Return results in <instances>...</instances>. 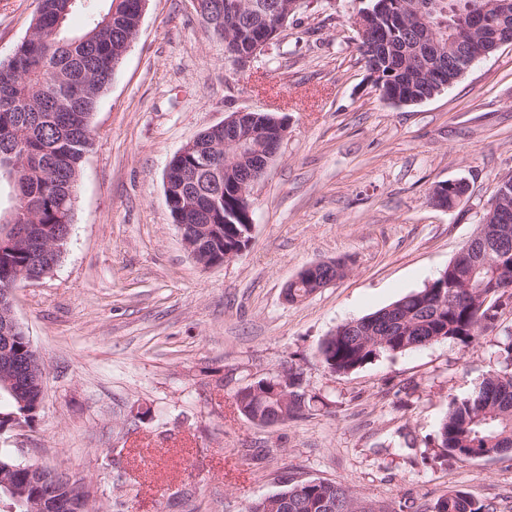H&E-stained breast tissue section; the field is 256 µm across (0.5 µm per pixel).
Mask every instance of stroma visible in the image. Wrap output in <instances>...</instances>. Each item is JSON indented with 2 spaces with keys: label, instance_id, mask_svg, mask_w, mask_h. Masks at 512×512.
I'll return each instance as SVG.
<instances>
[{
  "label": "stroma",
  "instance_id": "1",
  "mask_svg": "<svg viewBox=\"0 0 512 512\" xmlns=\"http://www.w3.org/2000/svg\"><path fill=\"white\" fill-rule=\"evenodd\" d=\"M364 0H312L242 72L192 0H147L139 33L92 115L72 233L48 277L14 291L47 377L42 406L0 448L83 478L100 512H244L286 477L342 482L376 512H427L467 491L512 512V454L437 464L428 442L451 396L499 366L512 310L471 345L383 356L334 376L316 357L336 326L423 288L476 233L512 177V46L418 104L382 99L351 25ZM37 0H0V62ZM232 112L288 120L252 189L245 252L205 269L164 201L168 160ZM462 180L443 211L431 189ZM345 277L290 303L303 267ZM317 403L278 427L237 410L249 383L285 369Z\"/></svg>",
  "mask_w": 512,
  "mask_h": 512
}]
</instances>
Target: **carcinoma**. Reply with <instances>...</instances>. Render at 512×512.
I'll list each match as a JSON object with an SVG mask.
<instances>
[{
  "label": "carcinoma",
  "instance_id": "obj_1",
  "mask_svg": "<svg viewBox=\"0 0 512 512\" xmlns=\"http://www.w3.org/2000/svg\"><path fill=\"white\" fill-rule=\"evenodd\" d=\"M97 0H37V10L29 32L12 56L0 63V185H10L14 196L26 202L25 223L31 225L26 242L0 243V289L14 288L23 272L31 271L32 250L41 243L58 241L66 247L70 236L75 183L81 161L92 145L91 115L99 96L112 78L127 40L135 29L136 14L132 0H109L117 9L95 10ZM77 12L89 17L81 31H73L68 21ZM247 24L231 27L233 40L246 42L267 28L265 14L249 12ZM377 30L361 40V49L380 95L396 90L409 93L413 100L432 94L427 74L413 57L406 59L371 56V44ZM461 32L437 30L430 52L470 57H486L494 49L480 42H460ZM21 165V180L12 184L11 161ZM213 166L224 169V212L241 211L242 169L224 161V152L215 156ZM196 207L185 213L178 201L168 208L173 223L211 224L210 238L199 246L208 262L219 261L242 245L243 221L225 224L212 215L211 198L216 191L212 174L201 171L192 184ZM464 193L460 186L432 188L429 200L448 206ZM474 246L465 245L448 267L417 291L406 294L388 306L358 318V329L341 324L321 341L317 356L333 375L347 374L383 355L402 354L431 344V338L443 336L465 345L493 324L500 312L481 308L483 294L503 288L512 291V256L501 271L492 267L471 271ZM343 261L323 263L300 273L288 284L285 298L290 302L310 296L327 278L346 274ZM500 368L487 376L467 396H453L441 419L433 446L438 449L434 461L452 459L464 464L479 455L496 458L512 453V336L498 342ZM300 399L281 404L275 384L256 380L257 392L241 390L236 394L238 411L254 424L274 426L282 417L292 421L311 408L315 396L304 385L300 374ZM10 402V410L0 412V424L10 423L14 414L36 417L37 394L25 403L1 390ZM39 480L54 499L69 494L70 475L58 468H43ZM288 500V512H375L350 487L321 479L288 478L276 492ZM429 512H494L491 505L474 499L468 492L455 490L439 497Z\"/></svg>",
  "mask_w": 512,
  "mask_h": 512
}]
</instances>
